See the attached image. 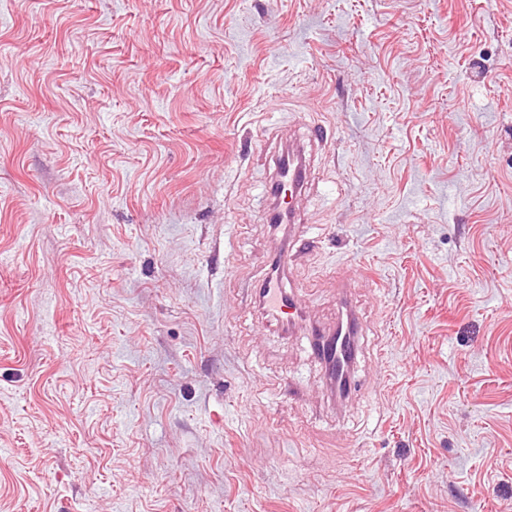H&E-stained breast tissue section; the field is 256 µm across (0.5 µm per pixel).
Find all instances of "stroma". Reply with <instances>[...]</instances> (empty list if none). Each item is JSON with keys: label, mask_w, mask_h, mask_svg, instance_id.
Segmentation results:
<instances>
[{"label": "stroma", "mask_w": 512, "mask_h": 512, "mask_svg": "<svg viewBox=\"0 0 512 512\" xmlns=\"http://www.w3.org/2000/svg\"><path fill=\"white\" fill-rule=\"evenodd\" d=\"M0 512H512V0H0ZM306 180L305 167L296 164L292 159H288V164H283L272 180L269 191L274 194L281 184H288V196L284 198L280 213L287 217L289 224H303L294 208V199L301 194ZM275 181V182H274ZM273 183V186L271 187ZM279 276H270L258 289L260 301L263 307L267 306L273 312L282 326H291L297 312H301L302 302L299 296L292 290L288 291L283 287L282 279ZM272 299L270 307L268 301ZM343 322L344 329L341 337L336 342L330 340L327 330L313 328L310 335L312 354L324 362L328 377L334 385H339L341 395H347L355 389V381L351 376V369L359 350L357 337L361 336V326L356 314L351 310L347 313V319ZM314 344V345H313Z\"/></svg>", "instance_id": "stroma-1"}]
</instances>
